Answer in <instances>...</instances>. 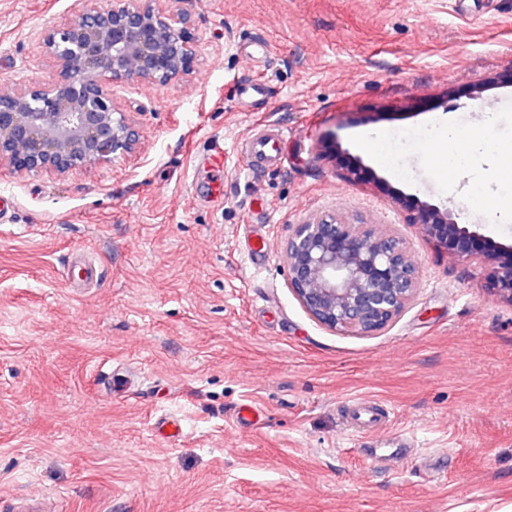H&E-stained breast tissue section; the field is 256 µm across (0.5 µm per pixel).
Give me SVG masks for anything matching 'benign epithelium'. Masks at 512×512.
<instances>
[{
  "label": "benign epithelium",
  "instance_id": "1",
  "mask_svg": "<svg viewBox=\"0 0 512 512\" xmlns=\"http://www.w3.org/2000/svg\"><path fill=\"white\" fill-rule=\"evenodd\" d=\"M161 0H92L46 30L42 49L56 77L0 92V165L18 175L110 163L135 152L141 128L115 101L112 84L164 88L196 72L191 15ZM407 223L438 250L492 262L489 289L512 305V244L457 223L453 210L416 201ZM288 287L334 332L383 331L414 300L420 271L406 239L383 225L350 224L334 212L297 224L285 247Z\"/></svg>",
  "mask_w": 512,
  "mask_h": 512
}]
</instances>
